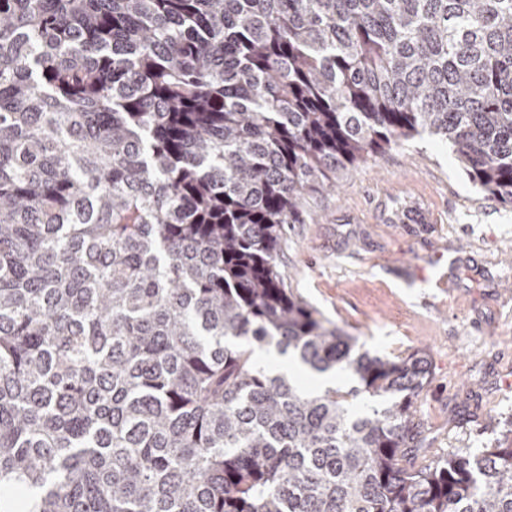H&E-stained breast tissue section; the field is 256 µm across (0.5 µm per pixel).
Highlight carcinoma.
Instances as JSON below:
<instances>
[{
  "label": "carcinoma",
  "instance_id": "carcinoma-1",
  "mask_svg": "<svg viewBox=\"0 0 512 512\" xmlns=\"http://www.w3.org/2000/svg\"><path fill=\"white\" fill-rule=\"evenodd\" d=\"M424 134L512 204V0H0V512H512V424L409 465L428 357L278 267Z\"/></svg>",
  "mask_w": 512,
  "mask_h": 512
}]
</instances>
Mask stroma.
<instances>
[{
    "label": "stroma",
    "instance_id": "1",
    "mask_svg": "<svg viewBox=\"0 0 512 512\" xmlns=\"http://www.w3.org/2000/svg\"><path fill=\"white\" fill-rule=\"evenodd\" d=\"M434 215L412 217L413 205ZM293 293L371 353L426 351L419 460L477 452L512 421V204L468 179L428 138L350 167L286 225Z\"/></svg>",
    "mask_w": 512,
    "mask_h": 512
}]
</instances>
